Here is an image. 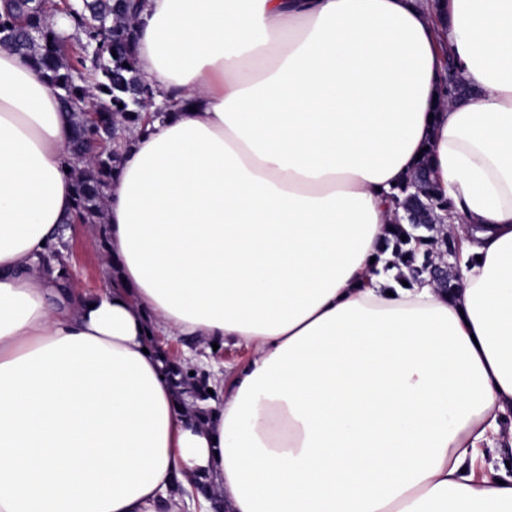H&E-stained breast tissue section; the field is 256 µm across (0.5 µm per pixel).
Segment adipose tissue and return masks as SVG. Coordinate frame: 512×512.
<instances>
[{"instance_id":"obj_1","label":"adipose tissue","mask_w":512,"mask_h":512,"mask_svg":"<svg viewBox=\"0 0 512 512\" xmlns=\"http://www.w3.org/2000/svg\"><path fill=\"white\" fill-rule=\"evenodd\" d=\"M164 120L103 202L113 284L43 271L71 123L0 51V512H512V0H143ZM453 59L470 95L448 102ZM425 155L464 287L389 269ZM159 334L248 350L186 407ZM502 448L486 450L485 464L481 465L479 474L481 476L495 477V474L502 470L512 472V447L504 444ZM506 462H509L510 468H507Z\"/></svg>"}]
</instances>
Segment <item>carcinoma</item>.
<instances>
[{"label":"carcinoma","mask_w":512,"mask_h":512,"mask_svg":"<svg viewBox=\"0 0 512 512\" xmlns=\"http://www.w3.org/2000/svg\"><path fill=\"white\" fill-rule=\"evenodd\" d=\"M137 9L136 0H71L61 7L46 0H0V48L29 58L71 116L74 208L81 224L101 223L118 162L112 135L144 127L167 111L163 105L148 116L142 104V80L128 36ZM391 227L394 264L410 276L437 259L431 248L421 253L407 248L403 225ZM68 259L57 242L41 265L49 270L60 263L66 269Z\"/></svg>","instance_id":"cac0c4a2"}]
</instances>
